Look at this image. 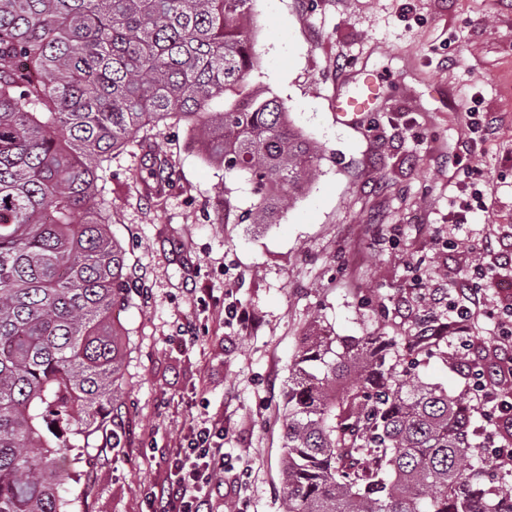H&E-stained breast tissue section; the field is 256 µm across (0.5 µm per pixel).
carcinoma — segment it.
I'll use <instances>...</instances> for the list:
<instances>
[{
	"mask_svg": "<svg viewBox=\"0 0 512 512\" xmlns=\"http://www.w3.org/2000/svg\"><path fill=\"white\" fill-rule=\"evenodd\" d=\"M254 0H0V512H68L63 436L112 412L121 444L132 304L98 182L112 153L170 123L248 175L270 224L318 160L254 89ZM224 100V110L212 104ZM385 336H307L284 392L282 512H512L485 480L474 405L419 383Z\"/></svg>",
	"mask_w": 512,
	"mask_h": 512,
	"instance_id": "cac0c4a2",
	"label": "carcinoma"
}]
</instances>
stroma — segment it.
Instances as JSON below:
<instances>
[{
  "mask_svg": "<svg viewBox=\"0 0 512 512\" xmlns=\"http://www.w3.org/2000/svg\"><path fill=\"white\" fill-rule=\"evenodd\" d=\"M253 18L249 82L285 103L319 160L275 223L252 224L247 175L206 162L186 125L153 137L163 184L139 144L113 155L103 197L138 285L114 314L123 437L113 447L108 424L69 435L71 512H150L176 448L219 421L228 465L208 512L236 501L281 512L284 391L303 337H395L412 376L455 395L495 345L483 317L468 356L422 330L447 321L453 281L485 258L443 245L458 161L471 160L492 204L457 239L499 244L512 231V0H254ZM363 69L383 75L381 97L346 126L333 99ZM471 105L495 126L473 160L460 112ZM230 304L251 322L228 319Z\"/></svg>",
  "mask_w": 512,
  "mask_h": 512,
  "instance_id": "obj_1",
  "label": "stroma"
}]
</instances>
